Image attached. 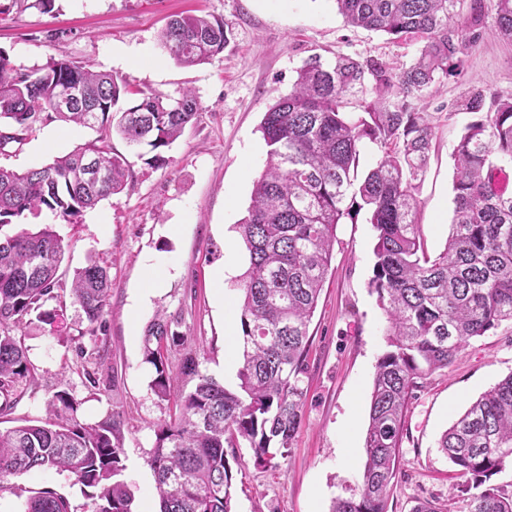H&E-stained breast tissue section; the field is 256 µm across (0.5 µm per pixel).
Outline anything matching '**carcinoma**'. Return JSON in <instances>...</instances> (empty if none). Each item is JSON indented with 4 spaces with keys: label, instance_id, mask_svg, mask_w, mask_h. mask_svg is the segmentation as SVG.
Segmentation results:
<instances>
[{
    "label": "carcinoma",
    "instance_id": "carcinoma-1",
    "mask_svg": "<svg viewBox=\"0 0 512 512\" xmlns=\"http://www.w3.org/2000/svg\"><path fill=\"white\" fill-rule=\"evenodd\" d=\"M346 25L412 40L407 65L314 54L296 71L290 91L264 113L265 169L254 182L240 224L249 267L239 305L241 362L229 390L184 357L174 373L165 352L185 336L173 316L158 314L144 333L143 359L155 395L170 399L178 375L193 376L177 395L178 413L160 425L150 460L160 512H231L228 449L244 442L255 462L288 456L303 418L309 323L317 307L340 224L365 215L375 231L370 289L387 315V350L378 358L365 436L366 463L357 495L337 499L331 512H389L408 399L417 380L448 368L467 342L512 322V191L494 178L512 168V95L475 85L454 111L474 115L453 150V218L444 250L428 254L416 222L433 127L419 104L446 76L465 78L461 56L483 35L512 41V0H335ZM494 24L486 29V7ZM233 24L175 15L160 33L169 57L183 66L210 63L230 43ZM374 81L375 97L347 112V96ZM66 83L77 98L62 106ZM203 106L190 89L170 99L128 89L115 75L67 59L41 66L13 64L0 50V150L20 144L54 119L90 128L81 147L25 172L0 167V227L49 212L66 224L125 189L127 157L112 138L155 151L147 165L166 163L173 144ZM380 152L358 177L361 148ZM65 248L50 224L0 237V415L35 390L38 378L15 331L36 319L54 297ZM107 267L74 273L71 295L87 332L101 327L110 305ZM67 391L47 402L49 418L0 429V486L33 470L66 472L81 485L91 512H133L120 479L125 466L120 415L97 423L78 418ZM439 448L466 478V512H512V495L489 484L512 460V374L482 393L442 435ZM23 512H71L53 488L34 492Z\"/></svg>",
    "mask_w": 512,
    "mask_h": 512
}]
</instances>
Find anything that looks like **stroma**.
Masks as SVG:
<instances>
[{
	"instance_id": "obj_1",
	"label": "stroma",
	"mask_w": 512,
	"mask_h": 512,
	"mask_svg": "<svg viewBox=\"0 0 512 512\" xmlns=\"http://www.w3.org/2000/svg\"><path fill=\"white\" fill-rule=\"evenodd\" d=\"M207 14L233 24L221 58L183 67L166 54L159 33L171 15ZM0 50L24 67L66 58L121 77L130 89L170 98L195 91L203 105L164 155L163 166L146 160L148 146L112 145L130 162L125 190L84 211L76 223L57 222L45 212L66 252L59 269L57 298L45 308L53 324L32 321L17 336L38 373L35 392L22 396L12 419L40 420L46 401L64 389L79 402L82 420L94 423L113 412L122 416L123 479L134 495V512L159 506L149 460L158 427L175 404L157 398L152 370L143 361V335L157 311L178 316L186 337L169 351L179 369L192 354L202 374L235 389L236 375L224 372L227 333L216 303L221 287L240 296L249 255L239 231L253 183L262 173L266 145L259 129L264 112L288 93L296 71L314 54L408 63L413 42L346 26L334 0H55L52 12L24 0H0ZM461 65L487 92L512 93V42L485 36ZM467 89L450 77L425 110L434 126L428 171L420 186L417 222L429 252L443 249L453 216V148L468 113H452ZM94 131L61 121L47 123L23 144L0 154V165L26 170L46 165L93 139ZM331 265L309 325L306 400L301 428L287 457L256 464L248 446L236 451L231 487L233 512H330L338 498L358 493L365 463L364 439L378 358L386 349L387 318L369 288L375 233L365 222L338 225ZM238 256L236 273L222 283L224 252ZM107 266L112 280L104 331L86 333L87 323L68 293L73 272L89 262ZM164 262V288L153 289L147 273ZM103 350L105 360L86 365L78 346ZM512 374V324L470 340L448 369L421 380L412 392L400 449V466L389 512H414L425 501L462 512L465 483L441 452L438 441L453 420L484 391ZM0 492V512H22L30 492L51 487L65 494L72 512L91 505L72 477L52 470L10 479Z\"/></svg>"
}]
</instances>
